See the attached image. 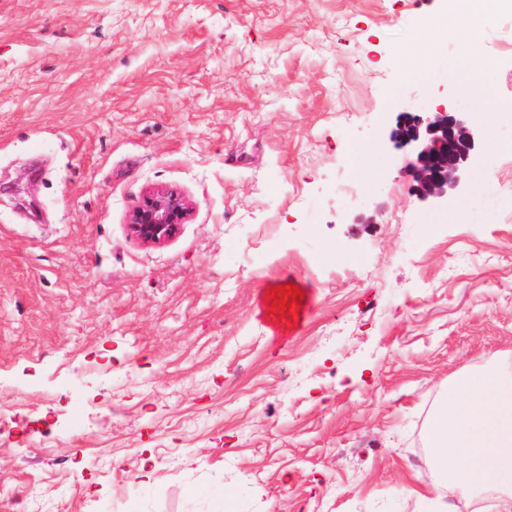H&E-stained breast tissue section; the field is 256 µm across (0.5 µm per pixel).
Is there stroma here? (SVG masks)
Here are the masks:
<instances>
[{
  "label": "stroma",
  "instance_id": "1",
  "mask_svg": "<svg viewBox=\"0 0 512 512\" xmlns=\"http://www.w3.org/2000/svg\"><path fill=\"white\" fill-rule=\"evenodd\" d=\"M448 2L0 0V512H433V411L512 368V9L459 100ZM444 101L489 177L423 201L389 135ZM191 210L190 204L177 192L155 188L131 211L128 227L140 243L159 245L175 234L179 224L186 223Z\"/></svg>",
  "mask_w": 512,
  "mask_h": 512
}]
</instances>
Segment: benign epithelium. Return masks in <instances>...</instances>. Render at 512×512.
I'll return each instance as SVG.
<instances>
[{"label": "benign epithelium", "mask_w": 512, "mask_h": 512, "mask_svg": "<svg viewBox=\"0 0 512 512\" xmlns=\"http://www.w3.org/2000/svg\"><path fill=\"white\" fill-rule=\"evenodd\" d=\"M398 146L409 148L413 159L409 172L423 199H441L467 178V162L475 149V137L459 113L438 107L421 110L390 133ZM191 215L190 204L178 193L155 188L131 211V235L145 245L170 239Z\"/></svg>", "instance_id": "benign-epithelium-1"}]
</instances>
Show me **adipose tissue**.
Here are the masks:
<instances>
[{"label": "adipose tissue", "mask_w": 512, "mask_h": 512, "mask_svg": "<svg viewBox=\"0 0 512 512\" xmlns=\"http://www.w3.org/2000/svg\"><path fill=\"white\" fill-rule=\"evenodd\" d=\"M506 0H451V32L476 50L475 32ZM427 447L437 475L464 492L502 490L512 512V371H460L432 414Z\"/></svg>", "instance_id": "adipose-tissue-1"}]
</instances>
